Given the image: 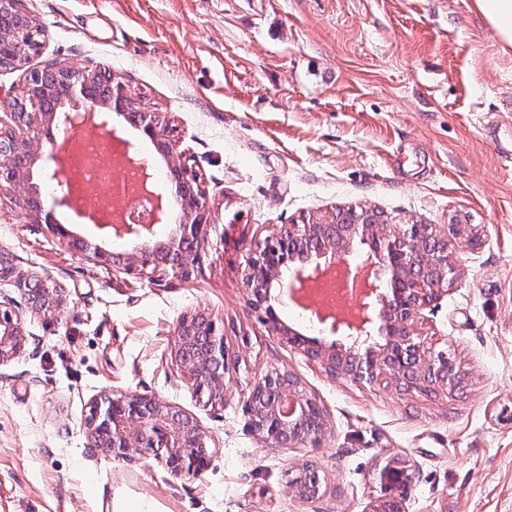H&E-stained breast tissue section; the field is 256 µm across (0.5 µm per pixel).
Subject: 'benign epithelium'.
<instances>
[{
    "instance_id": "7a95c632",
    "label": "benign epithelium",
    "mask_w": 512,
    "mask_h": 512,
    "mask_svg": "<svg viewBox=\"0 0 512 512\" xmlns=\"http://www.w3.org/2000/svg\"><path fill=\"white\" fill-rule=\"evenodd\" d=\"M17 0H0V67H21L39 48L31 16L16 8ZM12 125L0 126V189L6 188L29 210L34 222L46 226L58 240L95 264L139 279L160 271L189 277L208 242L211 228L200 178L186 163L183 152L167 138L158 113L131 111L122 82L75 66H47L29 71L22 94L1 100ZM82 112H95L98 126H112V115L139 131L167 159V180L146 185L154 200L152 220L140 223L101 224L106 236L131 242L125 252H111L98 244L75 239L55 221L58 208L70 207L67 194L36 200L34 172L41 161H56L50 125L63 129L77 124ZM175 201L178 223L158 238L155 225L163 222V205ZM472 248L478 237L460 224H390L377 213L349 208L325 224H281L276 233L248 250L244 283L250 308L258 321L305 356L322 362L333 375L372 381L389 375L403 385H443L454 377L448 353L424 348L415 332L424 308L456 279L448 243ZM360 245L368 248L365 261L378 266L363 289L360 307L351 315L315 312L318 322L333 336L348 343L320 344L286 325L280 318L274 291L284 277L294 274L291 288L301 304L309 282L325 274L336 260ZM24 295L29 312L46 315L59 311L65 298L49 277L31 283L13 260L0 253V285ZM13 298L0 295V364L26 354L29 333L23 315L12 307ZM177 360L192 379L194 392L212 403L224 404L227 352L219 320L197 311L179 319ZM243 411L251 432L266 446L287 450L311 442L319 444L329 422L323 407L288 369H273L253 384ZM90 447L114 458L126 459L153 451L174 478L198 476L210 464L211 437L198 420L156 397L128 392L94 399L85 419ZM383 494L370 512H406L407 489L412 479L406 466L387 468ZM284 492L304 502L319 497L317 463L305 460L289 469Z\"/></svg>"
}]
</instances>
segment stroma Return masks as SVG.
<instances>
[{
	"mask_svg": "<svg viewBox=\"0 0 512 512\" xmlns=\"http://www.w3.org/2000/svg\"><path fill=\"white\" fill-rule=\"evenodd\" d=\"M41 36L27 67L0 69V97L28 68L106 70L159 113L199 174L212 228L190 278L135 279L98 266L0 190V249L47 275L63 312L27 319L26 355L0 364V512H368L388 462L413 476L408 512H512V50L474 0H18ZM366 208L392 224L477 226L450 245L458 277L416 326L453 356L460 385L407 393L355 382L271 334L248 304V249L280 224ZM206 308L224 323L223 405L197 396L174 329ZM296 373L325 407L319 447H266L242 401L270 369ZM157 396L209 432L211 462L172 478L154 453L90 447L89 403ZM322 495L283 491L302 459Z\"/></svg>",
	"mask_w": 512,
	"mask_h": 512,
	"instance_id": "1",
	"label": "stroma"
}]
</instances>
